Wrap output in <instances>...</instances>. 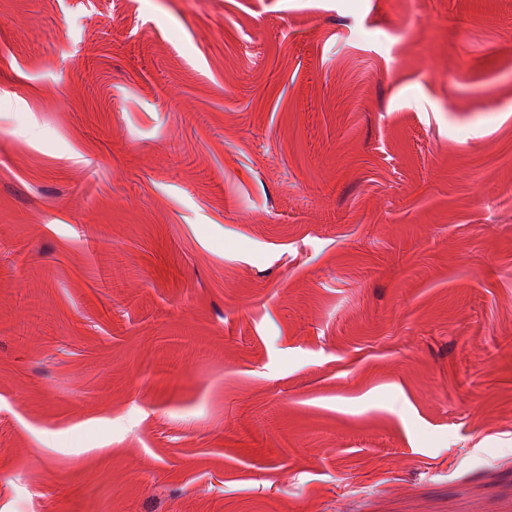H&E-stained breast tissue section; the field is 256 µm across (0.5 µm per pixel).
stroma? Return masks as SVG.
I'll list each match as a JSON object with an SVG mask.
<instances>
[{
	"instance_id": "1",
	"label": "stroma",
	"mask_w": 512,
	"mask_h": 512,
	"mask_svg": "<svg viewBox=\"0 0 512 512\" xmlns=\"http://www.w3.org/2000/svg\"><path fill=\"white\" fill-rule=\"evenodd\" d=\"M0 512H512V0H0Z\"/></svg>"
}]
</instances>
